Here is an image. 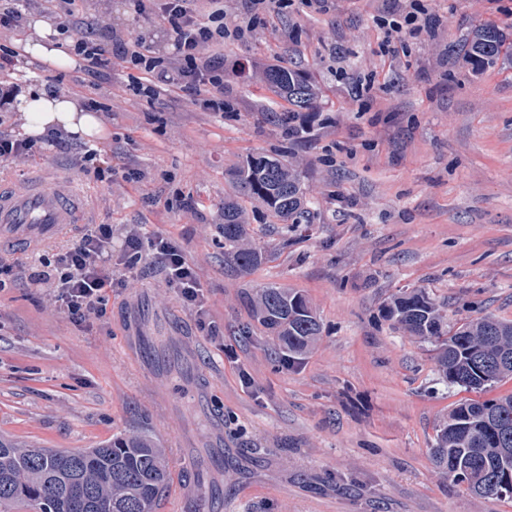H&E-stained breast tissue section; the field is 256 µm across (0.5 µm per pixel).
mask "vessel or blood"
<instances>
[{
    "label": "vessel or blood",
    "mask_w": 512,
    "mask_h": 512,
    "mask_svg": "<svg viewBox=\"0 0 512 512\" xmlns=\"http://www.w3.org/2000/svg\"><path fill=\"white\" fill-rule=\"evenodd\" d=\"M72 196V185L64 181L38 182L23 194L0 193V228H16L18 237L40 247L74 224Z\"/></svg>",
    "instance_id": "b4317fda"
}]
</instances>
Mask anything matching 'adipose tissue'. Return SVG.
I'll return each instance as SVG.
<instances>
[{
  "label": "adipose tissue",
  "mask_w": 512,
  "mask_h": 512,
  "mask_svg": "<svg viewBox=\"0 0 512 512\" xmlns=\"http://www.w3.org/2000/svg\"><path fill=\"white\" fill-rule=\"evenodd\" d=\"M21 110L26 117L24 130L31 136L50 129H61L86 141L104 135L100 118L83 110L74 99L65 95H25Z\"/></svg>",
  "instance_id": "1"
}]
</instances>
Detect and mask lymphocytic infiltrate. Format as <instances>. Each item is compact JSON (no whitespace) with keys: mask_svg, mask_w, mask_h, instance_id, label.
Here are the masks:
<instances>
[{"mask_svg":"<svg viewBox=\"0 0 512 512\" xmlns=\"http://www.w3.org/2000/svg\"><path fill=\"white\" fill-rule=\"evenodd\" d=\"M136 6L142 13L157 17L161 30L173 42V55L161 54L147 36L127 38L94 21L70 44L85 71L98 81H109L112 59L108 49L113 46L123 63L137 72L130 91L151 97L162 87L178 88L193 93L201 110L223 111L224 44L245 40L250 27L227 21L224 0H137ZM386 26V50L391 54L397 53L406 38L436 28L426 0H409L399 18L387 21ZM45 140L59 150L72 151V165L83 175L100 182L111 180V151L91 148L73 152L69 135L57 129L47 133ZM146 249L160 262L166 287L178 289L183 302L192 307L201 330L210 340H218L219 327L204 303L201 266L187 258L177 239L158 235L147 240L141 225H125L123 257L127 270H134ZM9 280L40 289L51 310L66 314L76 325L93 327L107 313V292L112 288L111 225H92L80 238L69 241L51 270L0 261V287Z\"/></svg>","mask_w":512,"mask_h":512,"instance_id":"1","label":"lymphocytic infiltrate"}]
</instances>
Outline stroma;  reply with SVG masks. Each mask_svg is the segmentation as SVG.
Wrapping results in <instances>:
<instances>
[{"label":"stroma","instance_id":"1","mask_svg":"<svg viewBox=\"0 0 512 512\" xmlns=\"http://www.w3.org/2000/svg\"><path fill=\"white\" fill-rule=\"evenodd\" d=\"M405 0H294L251 37L224 46V113L191 93L129 92L81 65L15 58L26 90L62 87L80 107L108 109L103 144L111 182L87 179L44 147L23 172L61 177L86 196L83 223L169 234L204 270V296L223 344L200 335L153 260L113 288L103 322L87 330L45 310L22 283L0 291V434L45 448H93L135 426L166 448L171 488L159 512H512V499L449 484L429 450L453 403L466 398L436 370L432 346L381 315L401 288L427 289L449 325L491 313L512 319V63L473 72L455 45L492 25L512 50V0H430L435 35L381 56V20ZM319 85L287 138L284 101L263 86L273 66ZM279 153L304 172L312 218L289 245L257 238L271 262L248 275L224 264L217 226L227 173L246 155ZM143 176L124 181L126 169ZM268 283L301 290L323 333L291 365L250 322L245 295ZM153 342L175 360L139 359Z\"/></svg>","mask_w":512,"mask_h":512}]
</instances>
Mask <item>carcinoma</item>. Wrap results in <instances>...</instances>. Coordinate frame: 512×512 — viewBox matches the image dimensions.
<instances>
[{"mask_svg": "<svg viewBox=\"0 0 512 512\" xmlns=\"http://www.w3.org/2000/svg\"><path fill=\"white\" fill-rule=\"evenodd\" d=\"M504 35L485 25L459 43V52L482 72L504 60ZM265 86L288 104L277 121L312 107L317 88L304 71L278 66ZM224 197V264L249 273L269 256L252 242L245 214L258 203L288 234L308 223L302 172L277 154H252L230 172ZM251 319L273 337L288 361L302 359L320 340L322 325L306 296L295 288L267 284L246 296ZM383 318L433 346V359L450 386L489 391L512 379V321L492 314L446 329L442 307L423 288L406 289L382 310ZM435 467L452 484L480 497H498L512 486V394L453 403L430 448ZM166 449L146 427L116 435L96 448L54 450L0 436V512L22 503L30 512H157L170 484Z\"/></svg>", "mask_w": 512, "mask_h": 512, "instance_id": "obj_1", "label": "carcinoma"}]
</instances>
